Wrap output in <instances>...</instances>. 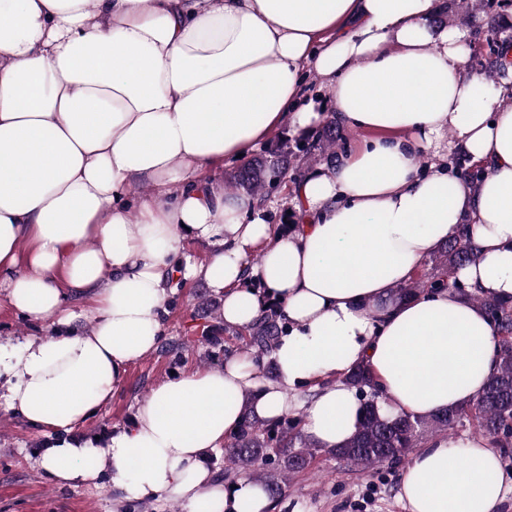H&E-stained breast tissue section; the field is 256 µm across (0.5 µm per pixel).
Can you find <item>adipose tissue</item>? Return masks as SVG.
I'll use <instances>...</instances> for the list:
<instances>
[{"instance_id":"ef3b65f1","label":"adipose tissue","mask_w":512,"mask_h":512,"mask_svg":"<svg viewBox=\"0 0 512 512\" xmlns=\"http://www.w3.org/2000/svg\"><path fill=\"white\" fill-rule=\"evenodd\" d=\"M437 0H0V297L49 335L0 341V403L53 440L46 480L111 469L112 506L271 512L264 487L223 485L205 464L245 410L296 411L316 445L348 440L370 365L388 413L428 417L474 400L495 374V331L454 290L400 301L462 221L481 251L457 271L512 301V80L477 95L467 31L436 26ZM316 75L324 91L308 90ZM336 108L366 132L334 168L286 187L295 221L225 192L215 173L283 127ZM480 164L470 188L446 164ZM211 246L206 262L185 240ZM204 281L226 326L270 305L285 333L273 377L249 352L159 383L106 445L73 432L119 392L164 334L172 284ZM82 312H75V302ZM406 512H502L512 478L488 436L441 434L402 470Z\"/></svg>"}]
</instances>
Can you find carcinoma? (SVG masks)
I'll return each mask as SVG.
<instances>
[{"label": "carcinoma", "instance_id": "cac0c4a2", "mask_svg": "<svg viewBox=\"0 0 512 512\" xmlns=\"http://www.w3.org/2000/svg\"><path fill=\"white\" fill-rule=\"evenodd\" d=\"M484 0H453V12L448 20L483 9ZM512 39L500 37V31L492 26L485 33V78L493 72L506 70L503 45ZM344 151L336 135V123H330L319 134L307 137L283 136L264 154L245 162L224 181V191L245 193L264 199L279 185L298 177L296 161L300 157L322 156L330 167L336 166V158ZM455 168L472 186L483 178V170L468 165L461 158L455 159ZM479 260L476 246L469 235L468 225H460L434 254L435 273L427 278L416 276L410 282L397 286V296L410 298L425 288H453L473 299L485 310L494 324L497 336L495 357L497 372L483 389L481 395L464 406H450L427 418L406 414L389 416L382 413L379 388L371 369L362 363L354 366L345 380L364 397L360 422L353 436L336 448L320 449L302 433L300 417L284 416L275 422L258 418L251 410H245L242 424L224 448V468L215 472L218 480L232 481L236 475H247L261 483L270 496L279 493L293 476L307 469L319 452H324L349 468L369 473L386 465L406 460L410 449L422 440L438 434L450 433L463 420L491 438L498 448L512 447V303L481 298L466 290L455 273ZM198 306L201 318L206 320L202 338L214 345L219 344L226 329L222 321L221 303L202 298ZM282 314L274 307L262 315L244 331L248 337L246 347L259 355L268 354L282 332Z\"/></svg>", "mask_w": 512, "mask_h": 512}]
</instances>
